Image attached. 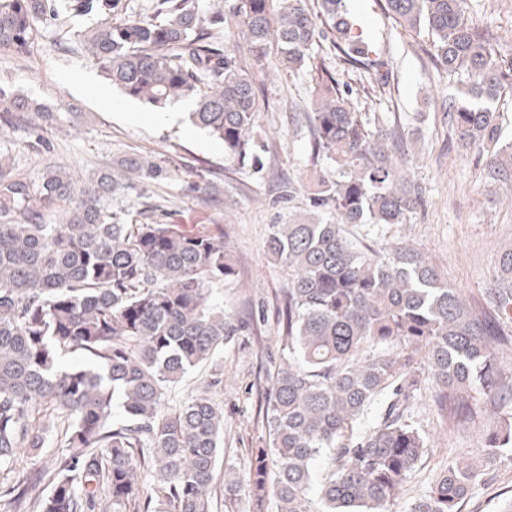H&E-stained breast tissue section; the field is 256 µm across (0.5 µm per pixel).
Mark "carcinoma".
Instances as JSON below:
<instances>
[{"instance_id":"carcinoma-1","label":"carcinoma","mask_w":512,"mask_h":512,"mask_svg":"<svg viewBox=\"0 0 512 512\" xmlns=\"http://www.w3.org/2000/svg\"><path fill=\"white\" fill-rule=\"evenodd\" d=\"M60 0H0V50L26 56ZM397 26L439 70L465 74L448 98L461 146L487 155L486 179L512 186V140L501 141L498 106L512 98L487 31L468 0H383ZM119 0H65L74 16L96 14L83 48L112 85L155 108L185 98L193 123L224 143L225 155L263 170L257 135L262 103L253 72L275 59L314 74L308 119L314 210L273 224L267 254L288 268L277 304L281 341L292 357L265 368L259 419L266 442L249 449L247 477L224 469L225 512H390L428 448L412 420L416 398L460 423L474 418L471 391L486 396L479 463L448 464L409 512H458L484 467L512 452V250L503 252L492 312L469 303L418 248L400 243L373 255L353 246L347 224H404L422 191L400 168L401 134L388 116L359 104L376 88L344 85L312 46L329 42L355 72L388 66L345 0H156L151 13L112 21ZM246 45L248 56L224 47ZM46 107L0 85V121ZM162 168L141 156L74 179L49 166L31 182L0 153V498L11 512H212L224 450V412L205 394L166 406L167 389L249 330L208 302V285L234 275L222 233L178 224L124 223L110 201L130 176ZM331 206L336 218L320 214ZM78 353L81 365L64 366ZM388 404L364 430L377 400ZM56 413L55 430L35 425ZM69 449L37 478L5 484L20 449L44 454L53 437ZM148 482L140 495L138 473ZM319 507L311 508V496ZM247 510H239L241 502Z\"/></svg>"}]
</instances>
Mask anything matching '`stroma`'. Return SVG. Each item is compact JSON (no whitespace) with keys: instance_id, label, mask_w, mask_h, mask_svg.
<instances>
[{"instance_id":"1","label":"stroma","mask_w":512,"mask_h":512,"mask_svg":"<svg viewBox=\"0 0 512 512\" xmlns=\"http://www.w3.org/2000/svg\"><path fill=\"white\" fill-rule=\"evenodd\" d=\"M375 51L390 63L389 84L376 104L410 143L403 169L423 192V201L407 223L350 225L346 234L361 249L379 253L407 242L431 258L449 285L477 302L494 281L500 255L512 249V190L488 183L485 156L461 148L448 123L444 101L458 92L461 78L437 70L412 38L385 13L380 0H347ZM469 11L488 31L502 63L512 62V0H469ZM97 17L61 12L38 35L27 57L0 50V81L42 103L49 119L30 116L0 124V152L11 156L16 176L37 179L50 165L77 178L112 168L132 156H149L161 176L136 180L112 207L135 221L152 209L167 224L197 233L223 228L236 267L233 279L214 286L211 305L236 319L261 326L258 335L237 337L210 361L170 388L169 406L210 390L224 411L226 465L244 472L249 448L262 434L258 417L261 363L287 356L279 339L276 293L288 270L269 261V228L311 210L309 183L315 169L307 112L314 90L309 72L287 73L269 65L254 75L264 103L257 133L268 144L264 173L227 160L224 145L182 113L181 100L155 109L131 100L105 80L83 53L78 35L94 28ZM209 193L194 191L197 181ZM413 419L430 445L394 501L392 512H407L431 482L459 454H479L484 418L454 424L433 403L418 397ZM512 502V459L489 466L482 484L468 494L459 512H504Z\"/></svg>"}]
</instances>
